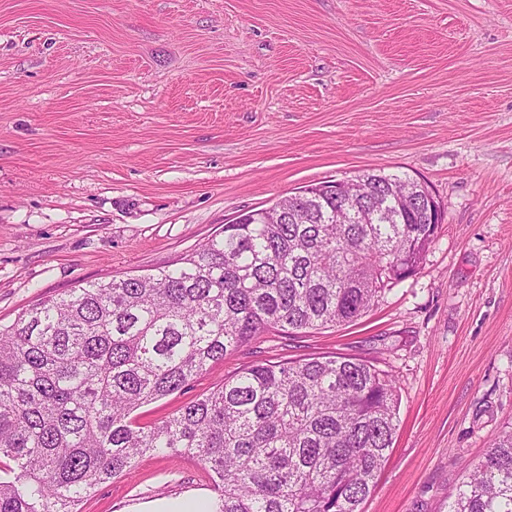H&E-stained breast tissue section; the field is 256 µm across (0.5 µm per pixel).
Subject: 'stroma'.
Listing matches in <instances>:
<instances>
[{"label":"stroma","mask_w":512,"mask_h":512,"mask_svg":"<svg viewBox=\"0 0 512 512\" xmlns=\"http://www.w3.org/2000/svg\"><path fill=\"white\" fill-rule=\"evenodd\" d=\"M366 170L442 204L416 275L354 322L266 332L137 419L257 362L357 358L399 393L363 512H448L512 425V0H0L2 326ZM185 495L215 499L207 465L148 454L79 510Z\"/></svg>","instance_id":"35a3bbf8"}]
</instances>
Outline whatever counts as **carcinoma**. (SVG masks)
<instances>
[{
    "label": "carcinoma",
    "mask_w": 512,
    "mask_h": 512,
    "mask_svg": "<svg viewBox=\"0 0 512 512\" xmlns=\"http://www.w3.org/2000/svg\"><path fill=\"white\" fill-rule=\"evenodd\" d=\"M344 201L310 186L243 213L175 269L88 283L0 328V512H78L173 452L209 465L212 512H362L396 431L388 373L346 357L253 364L168 419L136 411L270 329L357 320L413 276L435 239L422 184L381 171ZM379 207L369 224L337 213ZM448 512H512V427Z\"/></svg>",
    "instance_id": "1"
}]
</instances>
